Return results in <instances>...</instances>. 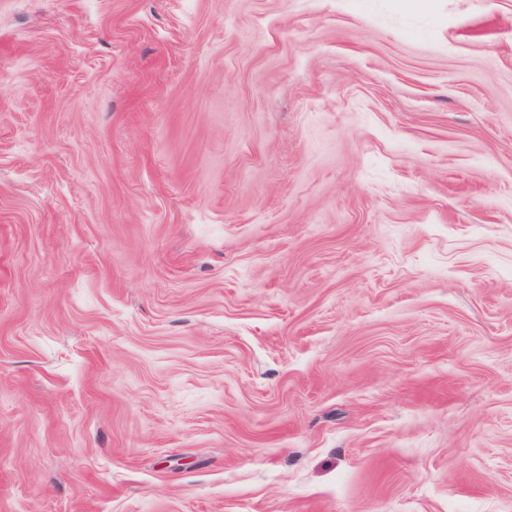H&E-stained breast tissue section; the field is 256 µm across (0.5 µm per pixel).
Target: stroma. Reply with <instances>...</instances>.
<instances>
[{"label": "stroma", "mask_w": 512, "mask_h": 512, "mask_svg": "<svg viewBox=\"0 0 512 512\" xmlns=\"http://www.w3.org/2000/svg\"><path fill=\"white\" fill-rule=\"evenodd\" d=\"M0 512H512V0H0Z\"/></svg>", "instance_id": "35a3bbf8"}]
</instances>
